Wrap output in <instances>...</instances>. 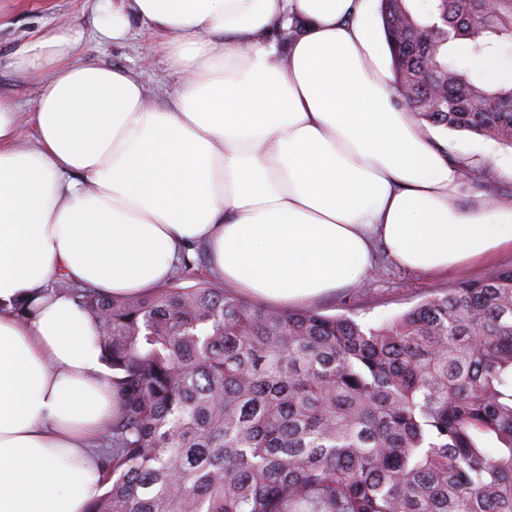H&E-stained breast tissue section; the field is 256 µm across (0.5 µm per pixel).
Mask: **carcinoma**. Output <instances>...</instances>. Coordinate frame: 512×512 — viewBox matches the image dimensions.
Returning <instances> with one entry per match:
<instances>
[{
    "label": "carcinoma",
    "mask_w": 512,
    "mask_h": 512,
    "mask_svg": "<svg viewBox=\"0 0 512 512\" xmlns=\"http://www.w3.org/2000/svg\"><path fill=\"white\" fill-rule=\"evenodd\" d=\"M380 15L418 121L512 147V85L452 63L512 44V0ZM193 267L135 298L48 284L99 322L119 396L89 512H512V268L368 326L182 286Z\"/></svg>",
    "instance_id": "1"
}]
</instances>
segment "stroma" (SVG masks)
Here are the masks:
<instances>
[{
  "label": "stroma",
  "instance_id": "stroma-1",
  "mask_svg": "<svg viewBox=\"0 0 512 512\" xmlns=\"http://www.w3.org/2000/svg\"><path fill=\"white\" fill-rule=\"evenodd\" d=\"M98 13L92 0H0V91L20 99H29L31 84L12 66L15 50L25 41L49 28L71 27L82 32L80 52L85 60L105 61L139 71L151 86L175 88L162 52L157 49L161 38L149 30H139L130 43H98ZM448 153L463 167L479 170L482 180L465 177L457 199L468 205L479 197L494 201H512V178L504 168L512 166V148L471 134L448 132ZM512 267V253L501 252L491 264H470L439 274L410 273L399 268L386 256H379L374 272L360 284L337 290L317 300L313 307L328 314H352L369 325L398 315L425 296L448 290L455 283L478 280L490 269Z\"/></svg>",
  "mask_w": 512,
  "mask_h": 512
}]
</instances>
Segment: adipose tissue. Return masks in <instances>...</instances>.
Returning <instances> with one entry per match:
<instances>
[{"mask_svg":"<svg viewBox=\"0 0 512 512\" xmlns=\"http://www.w3.org/2000/svg\"><path fill=\"white\" fill-rule=\"evenodd\" d=\"M137 24L173 93L82 60L69 28L15 51L33 100L0 92V512H88L102 487L117 396L54 277L144 295L200 243L225 283L304 305L382 251L428 274L512 251V204H452L458 166L398 106L365 0H106L97 30Z\"/></svg>","mask_w":512,"mask_h":512,"instance_id":"adipose-tissue-1","label":"adipose tissue"}]
</instances>
